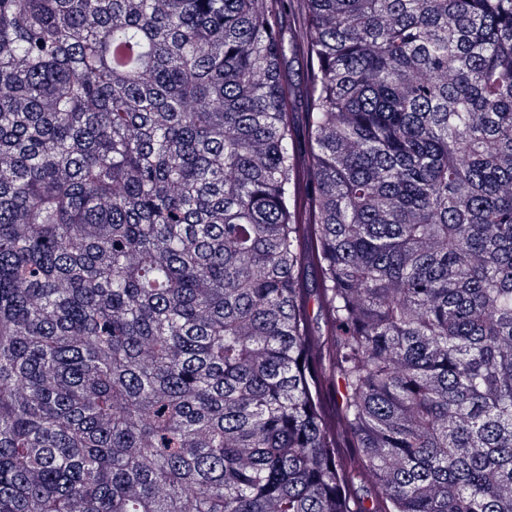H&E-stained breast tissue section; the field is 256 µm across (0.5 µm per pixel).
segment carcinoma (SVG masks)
<instances>
[{
  "mask_svg": "<svg viewBox=\"0 0 512 512\" xmlns=\"http://www.w3.org/2000/svg\"><path fill=\"white\" fill-rule=\"evenodd\" d=\"M0 512H512V0H0Z\"/></svg>",
  "mask_w": 512,
  "mask_h": 512,
  "instance_id": "obj_1",
  "label": "carcinoma"
}]
</instances>
